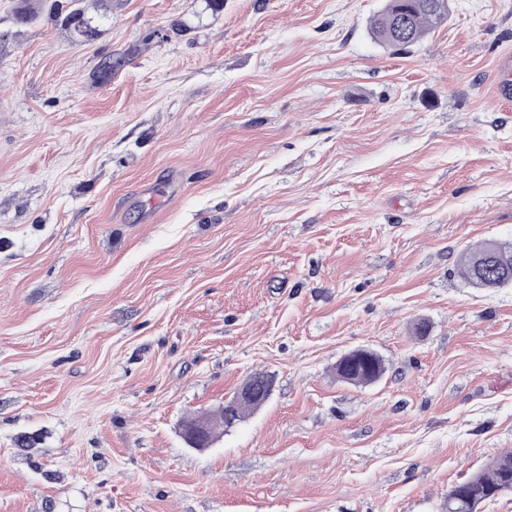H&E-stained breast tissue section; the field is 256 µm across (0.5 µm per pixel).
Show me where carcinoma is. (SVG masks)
Masks as SVG:
<instances>
[{"mask_svg": "<svg viewBox=\"0 0 512 512\" xmlns=\"http://www.w3.org/2000/svg\"><path fill=\"white\" fill-rule=\"evenodd\" d=\"M403 0H385L382 8L370 20V32L382 46L393 51H405L422 40L429 31L448 21L450 0H413L412 11L403 13ZM39 11L30 0H18L14 18L19 24H30L37 20ZM101 19L89 16L82 9L71 11L65 25L74 40L87 42L99 32ZM486 246L464 251L457 267L458 277L474 284V261L482 255ZM487 274L498 288L512 287V265L495 266ZM385 372V362L378 354L368 352V359L356 365L355 384H368L379 380ZM466 483L473 486L479 496L464 504L457 512H479L480 505L512 489V451L495 457L489 466L471 475Z\"/></svg>", "mask_w": 512, "mask_h": 512, "instance_id": "obj_1", "label": "carcinoma"}]
</instances>
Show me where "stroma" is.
<instances>
[{"instance_id": "35a3bbf8", "label": "stroma", "mask_w": 512, "mask_h": 512, "mask_svg": "<svg viewBox=\"0 0 512 512\" xmlns=\"http://www.w3.org/2000/svg\"><path fill=\"white\" fill-rule=\"evenodd\" d=\"M381 5L0 0V512H444L512 449V287L455 274L512 242V0ZM412 11L401 12L403 0H385L382 8L370 20V32L382 46L393 51H405L422 40L429 31L448 21L449 0H413ZM405 21L406 34L398 23ZM101 19L88 16L82 9H74L66 19L65 25L70 30L75 41L87 42L92 40L99 32ZM487 243H485L481 247H478L475 249H467L466 251H464L462 253L461 258L458 263V267H457L458 277L462 281L475 286V283H474L475 274H474V267H473L474 261L478 256L482 255L485 252ZM498 258H499L498 243L495 241H490L486 252L484 253V255L482 256V258L480 260V266L485 268V267H488L489 264L494 265L498 261ZM369 358L360 360L356 365V373L351 384H368L379 380L385 372V362L378 354L366 350ZM255 387L261 388L264 386L266 381H272V379L265 374H255L250 377ZM249 382H245L235 393L233 398V405L240 402L250 401L258 399L261 402V406L268 401L272 394L273 384L268 383L261 394H256L255 388Z\"/></svg>"}]
</instances>
